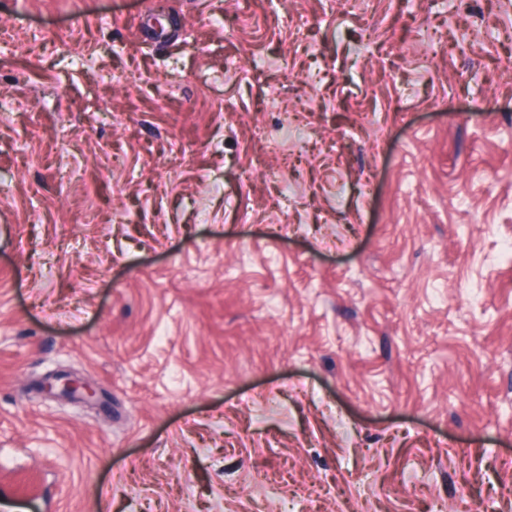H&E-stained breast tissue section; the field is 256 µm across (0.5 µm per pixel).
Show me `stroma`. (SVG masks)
I'll return each instance as SVG.
<instances>
[{
	"label": "stroma",
	"mask_w": 512,
	"mask_h": 512,
	"mask_svg": "<svg viewBox=\"0 0 512 512\" xmlns=\"http://www.w3.org/2000/svg\"><path fill=\"white\" fill-rule=\"evenodd\" d=\"M511 66L512 0H0V512H512Z\"/></svg>",
	"instance_id": "stroma-1"
}]
</instances>
